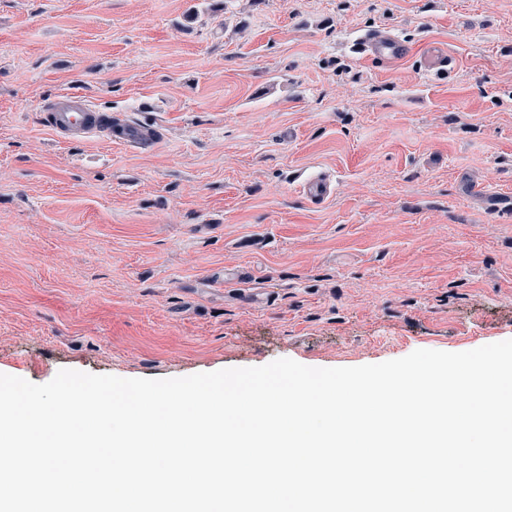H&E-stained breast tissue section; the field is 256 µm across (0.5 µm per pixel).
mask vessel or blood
I'll use <instances>...</instances> for the list:
<instances>
[{
  "label": "vessel or blood",
  "instance_id": "b4317fda",
  "mask_svg": "<svg viewBox=\"0 0 512 512\" xmlns=\"http://www.w3.org/2000/svg\"><path fill=\"white\" fill-rule=\"evenodd\" d=\"M353 53L386 66L410 56L408 44L385 31H373L358 36L351 44ZM45 127L54 134L81 141L104 138L132 147H152L156 134L129 120L113 121L111 116L94 111L89 99L81 92L59 94L41 116Z\"/></svg>",
  "mask_w": 512,
  "mask_h": 512
}]
</instances>
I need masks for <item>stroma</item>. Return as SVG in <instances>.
<instances>
[{"mask_svg":"<svg viewBox=\"0 0 512 512\" xmlns=\"http://www.w3.org/2000/svg\"><path fill=\"white\" fill-rule=\"evenodd\" d=\"M209 3L0 0V373L511 340L512 0ZM378 29L453 71L351 53ZM73 88L160 143L53 135L41 107Z\"/></svg>","mask_w":512,"mask_h":512,"instance_id":"35a3bbf8","label":"stroma"}]
</instances>
